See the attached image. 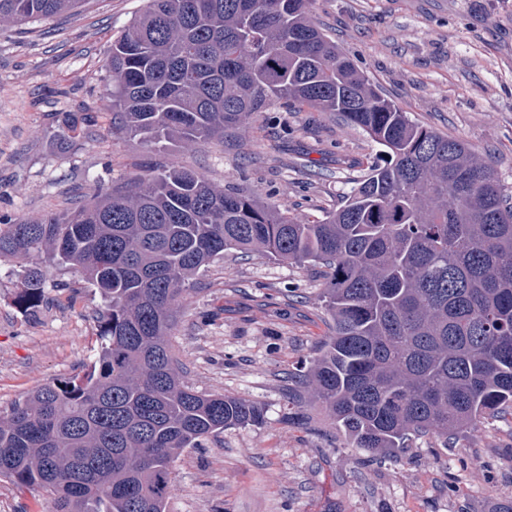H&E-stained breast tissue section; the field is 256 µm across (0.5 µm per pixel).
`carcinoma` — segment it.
<instances>
[{"instance_id":"obj_1","label":"carcinoma","mask_w":512,"mask_h":512,"mask_svg":"<svg viewBox=\"0 0 512 512\" xmlns=\"http://www.w3.org/2000/svg\"><path fill=\"white\" fill-rule=\"evenodd\" d=\"M83 2L0 0V26ZM146 2L109 50L116 128L196 147L284 100L338 114L387 161L314 224L188 169L59 214L0 215L21 309L60 268L104 301L83 374L0 415V476L44 490L53 512H165L183 449L262 422L253 402L186 386L168 343L186 282L230 250L325 268L333 336L300 382L350 447L393 456L512 414V196L493 170L385 98L310 0Z\"/></svg>"}]
</instances>
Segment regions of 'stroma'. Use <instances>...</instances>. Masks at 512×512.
Segmentation results:
<instances>
[{
	"instance_id": "35a3bbf8",
	"label": "stroma",
	"mask_w": 512,
	"mask_h": 512,
	"mask_svg": "<svg viewBox=\"0 0 512 512\" xmlns=\"http://www.w3.org/2000/svg\"><path fill=\"white\" fill-rule=\"evenodd\" d=\"M145 0H86L60 20L0 29V213L66 211L83 196L169 169L256 196L300 220L342 203L380 154L330 112L275 102L223 140L189 149L112 129L108 50ZM313 20L412 122L466 143L512 193V0H314ZM20 269L0 260V413L83 372L98 345L99 293L71 270L35 313L14 303ZM326 276L229 251L175 307L185 385L259 405L173 463L166 512H493L512 501V419L454 444L435 434L397 456L348 447L297 378L330 336ZM49 496L0 477V512H49Z\"/></svg>"
}]
</instances>
